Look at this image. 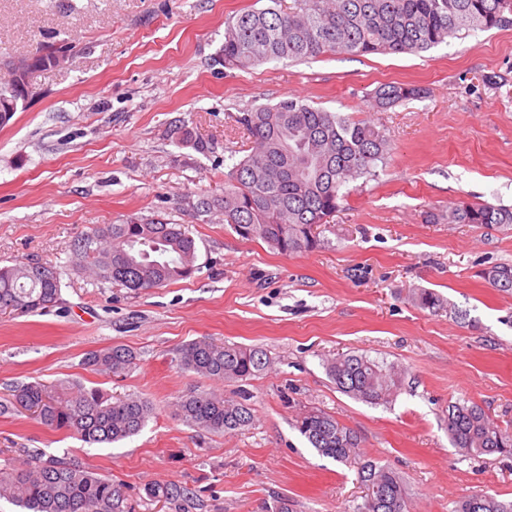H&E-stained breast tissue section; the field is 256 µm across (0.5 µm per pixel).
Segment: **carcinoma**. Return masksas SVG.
Returning <instances> with one entry per match:
<instances>
[{"mask_svg": "<svg viewBox=\"0 0 512 512\" xmlns=\"http://www.w3.org/2000/svg\"><path fill=\"white\" fill-rule=\"evenodd\" d=\"M512 26V0H267L224 25V43L215 62L246 70L273 60L304 61L324 54L418 53L474 31ZM423 88L386 83L371 93L372 106L388 110L423 97ZM253 140L249 154L224 173V194L199 199V212L224 210V223L244 240H261L285 256L321 245L316 230L327 227L346 200L347 186L376 176L390 144L384 133L363 120L285 97L232 115ZM441 218L450 224H512V208L460 200ZM75 267L89 268L97 280L131 291L162 288L196 271L191 230L163 218H130L121 224L93 226L74 242ZM501 291H512V265L485 272ZM409 298L436 313L447 302L430 289L412 288ZM62 304L59 272L50 263L0 267V311L46 313ZM136 352L113 345L89 353L83 364L115 377L130 372ZM177 365L203 377L238 383L270 365L259 346L196 339L183 346ZM342 393L370 404L393 399L399 378L379 362L346 354L326 364ZM26 413L49 428L64 430L88 446L112 444L138 434L154 414L142 396L114 397L79 381H40L11 386L0 399V414ZM175 415L189 426L231 434L250 426L251 408L240 400L196 390L175 404ZM295 428L319 455L355 465L364 489L356 512H406L402 477L387 465L356 453L360 439L333 415L319 409L301 413ZM448 438L470 455H512V428L490 421L475 403L448 406ZM150 498L173 500L183 491L152 486ZM25 512H131L122 487L64 455L41 448L26 451L20 468L0 467V499ZM455 512H512V501L491 494L461 500Z\"/></svg>", "mask_w": 512, "mask_h": 512, "instance_id": "carcinoma-1", "label": "carcinoma"}]
</instances>
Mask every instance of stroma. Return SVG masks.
I'll return each mask as SVG.
<instances>
[{
	"mask_svg": "<svg viewBox=\"0 0 512 512\" xmlns=\"http://www.w3.org/2000/svg\"><path fill=\"white\" fill-rule=\"evenodd\" d=\"M259 0H0V60L41 45L70 47L67 65L32 72L39 95L0 126V265L49 262L62 304L0 312V389L78 381L148 397L155 414L124 441L88 448L27 415H0V463L26 448L68 453L120 484L135 512H355V467L308 447L294 428L309 409L334 415L362 456L403 475L410 512H453L465 497L512 501V457L461 453L448 406L476 403L512 421V293L484 278L512 265V224H451L460 200L512 207V26L476 31L418 54L323 55L226 70L213 57L224 24ZM409 83L425 98L371 109L378 85ZM291 97L367 120L391 146L375 179L349 196L317 249L287 257L245 241L215 211L187 200L222 194L231 151L247 139L231 114ZM211 144L183 145V129ZM161 216L189 225L192 277L132 293L77 271L73 244L94 224ZM413 288L448 309L412 306ZM203 337L266 349L271 366L241 386L202 378L175 361ZM131 347L116 378L86 369L87 353ZM363 354L404 382L392 402L339 392L327 361ZM191 390L243 395L255 420L234 434L187 426L176 399ZM153 485L185 495L147 497Z\"/></svg>",
	"mask_w": 512,
	"mask_h": 512,
	"instance_id": "35a3bbf8",
	"label": "stroma"
}]
</instances>
